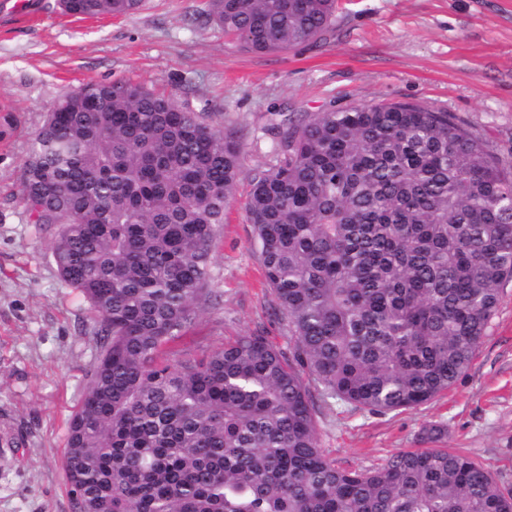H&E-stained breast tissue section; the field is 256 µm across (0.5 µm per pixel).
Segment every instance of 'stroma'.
Returning <instances> with one entry per match:
<instances>
[{
    "label": "stroma",
    "mask_w": 512,
    "mask_h": 512,
    "mask_svg": "<svg viewBox=\"0 0 512 512\" xmlns=\"http://www.w3.org/2000/svg\"><path fill=\"white\" fill-rule=\"evenodd\" d=\"M0 0V512H75L63 472L68 422L95 358L94 316L61 283L49 232L21 203L30 146L58 98L90 81L141 83L189 100L237 130L244 166L273 163L274 112L410 101L455 116L512 165V0H338L333 32L270 53L240 49L206 0H143L130 15L76 19L60 0L37 18L4 20ZM247 183L224 209L209 270L215 298L174 347L200 356L255 330L293 344L274 314ZM320 446L342 469H368L418 447L427 424L447 445L512 486V282L466 373L431 403L386 415L345 407L317 414Z\"/></svg>",
    "instance_id": "obj_1"
}]
</instances>
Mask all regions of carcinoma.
Wrapping results in <instances>:
<instances>
[{"mask_svg": "<svg viewBox=\"0 0 512 512\" xmlns=\"http://www.w3.org/2000/svg\"><path fill=\"white\" fill-rule=\"evenodd\" d=\"M141 4L62 0L78 18ZM335 14L336 0H208L203 18L265 53L320 38ZM84 88L48 113L22 186L62 283L96 314L65 451L75 512H512V488L440 445L442 423L422 448L336 467L311 391L385 415L465 373L512 281L511 166L427 105L272 113L275 163L251 171L246 215L294 344L252 332L186 357L169 345L213 300L244 143L141 84Z\"/></svg>", "mask_w": 512, "mask_h": 512, "instance_id": "obj_1", "label": "carcinoma"}]
</instances>
